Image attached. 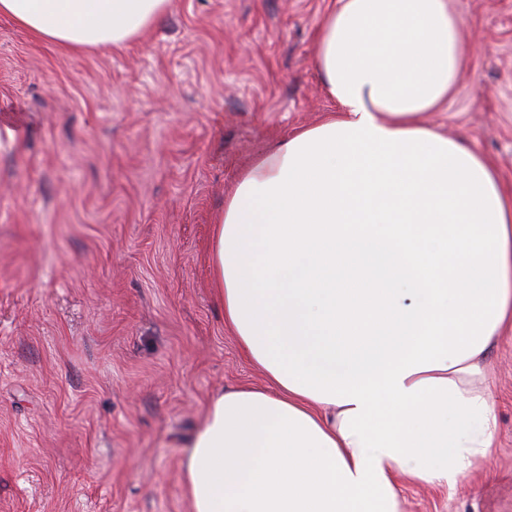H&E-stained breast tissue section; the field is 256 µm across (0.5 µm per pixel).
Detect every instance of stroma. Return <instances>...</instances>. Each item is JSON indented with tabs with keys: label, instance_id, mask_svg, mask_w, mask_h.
Wrapping results in <instances>:
<instances>
[{
	"label": "stroma",
	"instance_id": "stroma-1",
	"mask_svg": "<svg viewBox=\"0 0 512 512\" xmlns=\"http://www.w3.org/2000/svg\"><path fill=\"white\" fill-rule=\"evenodd\" d=\"M337 0H172L121 48L63 52L0 18V512H190L211 398L265 385L224 325L209 238L254 158L334 108ZM470 48L427 124L512 190V0H452ZM497 446L404 512H512V338L488 356Z\"/></svg>",
	"mask_w": 512,
	"mask_h": 512
}]
</instances>
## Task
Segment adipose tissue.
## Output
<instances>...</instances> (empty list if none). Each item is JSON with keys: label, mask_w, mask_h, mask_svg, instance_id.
Masks as SVG:
<instances>
[{"label": "adipose tissue", "mask_w": 512, "mask_h": 512, "mask_svg": "<svg viewBox=\"0 0 512 512\" xmlns=\"http://www.w3.org/2000/svg\"><path fill=\"white\" fill-rule=\"evenodd\" d=\"M171 0H0L32 38L122 47ZM448 0H338L316 67L337 111L257 158L211 229L224 323L272 391L213 397L192 512H401L496 446L484 361L512 329V192L421 122L468 53Z\"/></svg>", "instance_id": "adipose-tissue-1"}]
</instances>
